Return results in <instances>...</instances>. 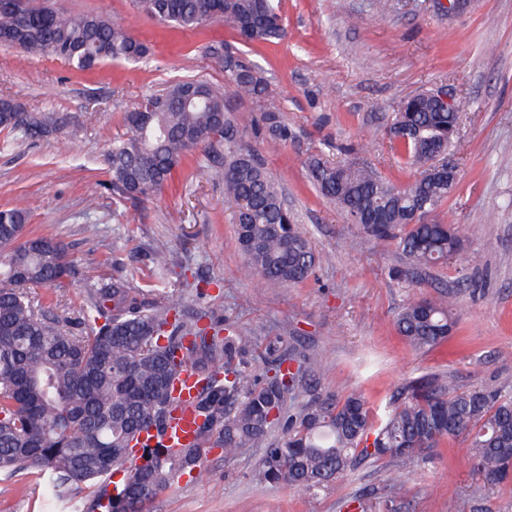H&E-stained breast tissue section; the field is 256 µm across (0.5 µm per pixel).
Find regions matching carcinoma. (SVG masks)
I'll use <instances>...</instances> for the list:
<instances>
[{"label":"carcinoma","mask_w":512,"mask_h":512,"mask_svg":"<svg viewBox=\"0 0 512 512\" xmlns=\"http://www.w3.org/2000/svg\"><path fill=\"white\" fill-rule=\"evenodd\" d=\"M152 20L196 31L214 20L241 40L285 37L274 0H134ZM20 41L28 55H49L80 71L108 61H143L147 47L118 18L70 14L49 0H23L0 11V35ZM252 101L265 113L267 136L288 138L280 105L256 67L240 60L224 68V88L184 79L146 99L147 113L124 114L125 132L112 143L110 181L91 187L118 199L149 196L171 178L193 149L224 146V195L236 205V240L248 270L262 279L299 285L320 257L264 164L245 146L234 103ZM454 111L433 92L414 95L388 116L387 135L405 163L420 169L403 187L374 170L315 158L309 176L350 223L370 237L391 240L411 261L445 263L460 249L453 224L429 222L452 193L435 173V157L448 153ZM58 121L22 112L0 124L32 141L56 133ZM26 213L0 210V472L35 470L58 501L90 490L84 512H147L179 480L196 478L212 448L234 455L265 447L261 480L307 491L335 482L370 457L404 464L463 437L470 464L489 486L512 473V395L482 389L449 392L434 378L419 379L392 397V408L374 420L356 391L316 396L299 411L286 409L291 389L279 361L272 376H254L239 357L251 337L219 321L206 322L166 295H149L128 278L89 288L78 304L35 310L32 285L59 287L73 273L67 247L47 237L25 236ZM395 326L416 347L442 344L454 320L448 302L409 303ZM199 385L184 400L177 383L185 371ZM194 415L193 441L169 447L177 410ZM281 429L284 438L271 442ZM372 445H366L369 436ZM124 473L119 487L111 477Z\"/></svg>","instance_id":"cac0c4a2"}]
</instances>
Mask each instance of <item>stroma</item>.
<instances>
[{
  "instance_id": "1",
  "label": "stroma",
  "mask_w": 512,
  "mask_h": 512,
  "mask_svg": "<svg viewBox=\"0 0 512 512\" xmlns=\"http://www.w3.org/2000/svg\"><path fill=\"white\" fill-rule=\"evenodd\" d=\"M287 28L277 43L247 45L216 21L197 31L164 27L132 0H54L71 14L122 17L150 55L140 64L72 69L47 55L0 48V96L30 112L65 118L76 136L31 141L0 129V209L27 214L26 233L69 247L74 274L62 287H33L35 306L82 300L88 288L122 276L185 306L204 307L253 338L242 357L253 374L271 373L275 355L303 372L289 407L347 388L375 417L392 395L423 377L449 390L512 392V0H470L447 15L435 0H275ZM237 47L280 102L290 135L267 142L260 108L236 103L243 142L264 163L317 254L328 261L297 286L248 273L224 198V155L188 153L164 190L151 197L89 199V185L109 178L107 155L123 116L143 98L194 77L220 86L215 44ZM428 89L468 98L452 159L456 190L435 212L453 218L461 240L454 262L419 266L395 243L361 233L308 177L311 154L373 168L396 185L416 176L393 154L386 115ZM171 268L158 270L155 249ZM444 295L456 325L435 348L411 345L395 328L410 301ZM264 451L227 456L215 448L201 476L181 479L150 512H512V483L484 484L463 439L395 469L368 459L331 487L306 491L258 480ZM403 498L388 503L392 485ZM0 512H83L81 500H51L35 474H0Z\"/></svg>"
}]
</instances>
